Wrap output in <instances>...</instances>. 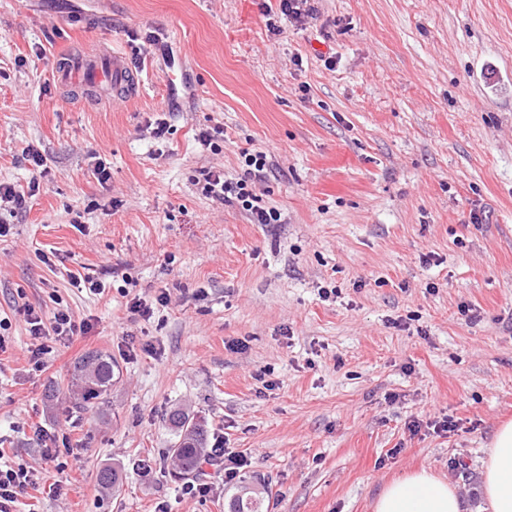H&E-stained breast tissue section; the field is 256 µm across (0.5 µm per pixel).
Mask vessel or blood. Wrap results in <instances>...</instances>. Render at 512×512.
Instances as JSON below:
<instances>
[{
	"label": "vessel or blood",
	"mask_w": 512,
	"mask_h": 512,
	"mask_svg": "<svg viewBox=\"0 0 512 512\" xmlns=\"http://www.w3.org/2000/svg\"><path fill=\"white\" fill-rule=\"evenodd\" d=\"M59 83L70 89L91 90L101 85L129 98L138 94L139 82L122 56L98 53L66 61L55 70Z\"/></svg>",
	"instance_id": "obj_1"
}]
</instances>
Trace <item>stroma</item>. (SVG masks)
<instances>
[{
  "label": "stroma",
  "mask_w": 512,
  "mask_h": 512,
  "mask_svg": "<svg viewBox=\"0 0 512 512\" xmlns=\"http://www.w3.org/2000/svg\"><path fill=\"white\" fill-rule=\"evenodd\" d=\"M314 6L301 25L263 0H0V182L39 181L26 210L0 208V449L36 482L16 512H225L246 480L268 512H372L423 468L487 512L482 462L512 420V0ZM103 48L135 99L52 82L60 57ZM251 145L276 162L255 192L280 223L201 191ZM87 273L103 293L73 285ZM27 305L91 325L36 373ZM90 350L115 378L82 411L68 383ZM177 407L249 459L239 478L210 466L208 493H185Z\"/></svg>",
  "instance_id": "stroma-1"
}]
</instances>
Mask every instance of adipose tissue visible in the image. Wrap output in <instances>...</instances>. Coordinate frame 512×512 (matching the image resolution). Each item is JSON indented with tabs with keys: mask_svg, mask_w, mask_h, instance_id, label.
Instances as JSON below:
<instances>
[{
	"mask_svg": "<svg viewBox=\"0 0 512 512\" xmlns=\"http://www.w3.org/2000/svg\"><path fill=\"white\" fill-rule=\"evenodd\" d=\"M480 496L490 512H512V421L496 430L483 462ZM374 512H464L462 497L448 482L423 469L387 483Z\"/></svg>",
	"mask_w": 512,
	"mask_h": 512,
	"instance_id": "obj_1",
	"label": "adipose tissue"
}]
</instances>
